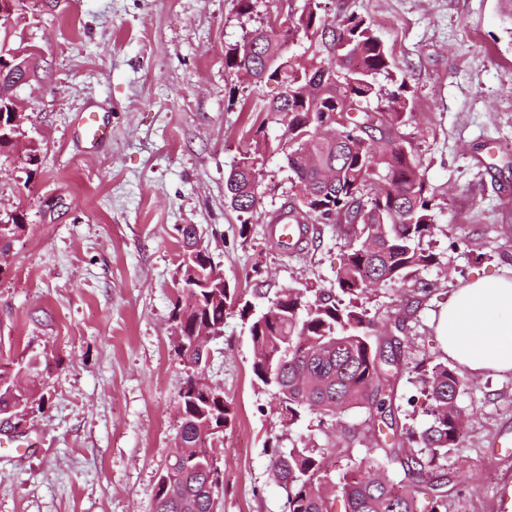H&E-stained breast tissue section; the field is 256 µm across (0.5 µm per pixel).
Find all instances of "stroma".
Masks as SVG:
<instances>
[{
	"mask_svg": "<svg viewBox=\"0 0 512 512\" xmlns=\"http://www.w3.org/2000/svg\"><path fill=\"white\" fill-rule=\"evenodd\" d=\"M26 0L12 45L33 48L15 96L30 115L23 143L0 153V210L26 224L0 259V363L26 373L46 402L20 433L0 434V512H153L174 449L177 402L189 373L173 349L180 243H202L241 302L263 309L285 288L336 286L349 239L333 224L285 250L270 219L296 193L279 154H258L263 185L250 224L227 206L225 180L256 141L285 128L267 107L273 81L224 65L268 16L299 14L304 0ZM328 22L370 20L409 88L411 117L397 136L421 163L434 230L421 242L435 263L412 284L365 298L378 324L405 315L393 411L403 429L426 427L425 370L448 363L436 317L460 282L512 266V0H322ZM107 137L86 148L81 113ZM39 149L29 163L25 143ZM255 152V151H254ZM204 376L236 418L216 443L224 473L218 512H288L271 476V445L303 442L326 455L336 481L349 468L387 467L393 434L363 408L329 418L305 412L282 425L274 390L252 373L249 324L239 312L208 344ZM466 416L444 459L457 480L448 512H500L512 484V373L469 376Z\"/></svg>",
	"mask_w": 512,
	"mask_h": 512,
	"instance_id": "obj_1",
	"label": "stroma"
}]
</instances>
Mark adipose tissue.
I'll use <instances>...</instances> for the list:
<instances>
[{
    "mask_svg": "<svg viewBox=\"0 0 512 512\" xmlns=\"http://www.w3.org/2000/svg\"><path fill=\"white\" fill-rule=\"evenodd\" d=\"M437 332L444 352L468 373H512V268L460 283Z\"/></svg>",
    "mask_w": 512,
    "mask_h": 512,
    "instance_id": "1",
    "label": "adipose tissue"
}]
</instances>
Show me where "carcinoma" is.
I'll use <instances>...</instances> for the list:
<instances>
[{
  "label": "carcinoma",
  "mask_w": 512,
  "mask_h": 512,
  "mask_svg": "<svg viewBox=\"0 0 512 512\" xmlns=\"http://www.w3.org/2000/svg\"><path fill=\"white\" fill-rule=\"evenodd\" d=\"M321 37L329 62L342 77L315 84V104L293 94L279 97L268 112L285 126L287 148L282 150L288 171L296 182L312 190V208L293 206L282 214L298 224H344L354 231L337 274L336 288L282 289L269 300L275 317L242 306L239 313L249 321L256 357L252 373L265 387L278 393L282 422L291 427L305 410L335 416L349 408H366L372 421L392 431V399L401 371V342L395 336H376L362 296L387 282H411L418 288L429 283L421 273L434 264L432 253L420 247L433 229L431 200L425 195L420 162L397 142L396 129L409 109L407 86L398 79L391 53L373 25L355 15L326 26L319 4H307L299 16L289 19L279 33L263 25L246 39L258 46L246 68L255 83L277 79L290 84L291 74L275 67L285 47L301 37ZM393 89L384 93L379 77ZM345 113L346 123H334L335 134L319 135L323 121L333 112ZM256 158L243 157L226 179V200L247 224L259 203L252 191ZM25 229L23 217L0 224V255L10 250L13 238ZM178 229L183 252L179 263L180 285L192 286L188 307H175L182 343L174 346L185 364L196 368L198 356L185 348L195 330L224 332L226 308L238 306L235 291L212 278L214 261L206 247ZM466 378L438 363L425 378L426 396L432 403V422L420 431L405 432L384 449L387 459L399 465L403 478L394 483L375 467L358 468L342 475L336 492L346 503L345 512H417L416 495L426 496L428 512H447L450 479L441 474L439 461L457 444L462 411L456 403ZM31 395L14 384L0 369V417L23 419L32 408ZM236 416L224 392L188 376L178 400L179 444L163 476L174 493L158 482L154 512H216L218 487L210 481V450L220 428ZM419 445L414 454L405 443ZM272 476L286 491L289 512H332L334 501L324 488L327 482L323 453L316 448H272Z\"/></svg>",
  "instance_id": "obj_1"
}]
</instances>
